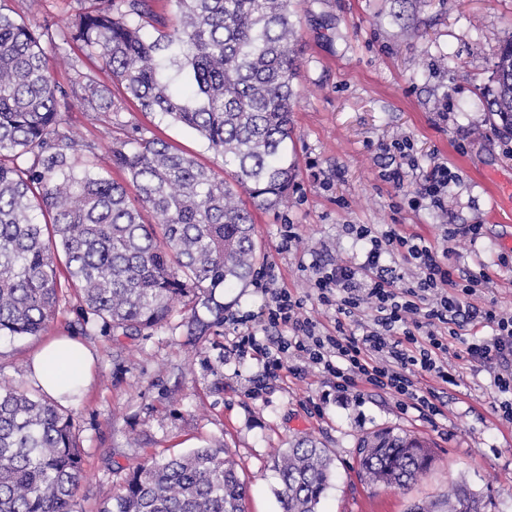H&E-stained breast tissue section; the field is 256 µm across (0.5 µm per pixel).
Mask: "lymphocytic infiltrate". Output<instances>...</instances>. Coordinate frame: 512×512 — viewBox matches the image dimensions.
<instances>
[{"instance_id": "1", "label": "lymphocytic infiltrate", "mask_w": 512, "mask_h": 512, "mask_svg": "<svg viewBox=\"0 0 512 512\" xmlns=\"http://www.w3.org/2000/svg\"><path fill=\"white\" fill-rule=\"evenodd\" d=\"M350 230L368 246L358 265L333 269L314 266V290L318 301L333 307L332 329L303 315V300L285 288L270 289V297L256 315L265 328H288L289 337L257 340L255 334L239 337L240 351L260 355L270 370L283 366L294 355L322 369L336 380V388L348 391L369 386L397 399L400 406H414L430 415L441 414L437 386L456 385L447 354L468 363L485 364L512 357V315L495 307L477 308L469 298L480 283L477 276H455L435 248L416 235L397 230L373 235L364 224ZM398 253L415 266L413 279L385 274L380 259L385 252ZM371 305L370 322L359 321L364 305ZM493 326V336L456 350L465 325ZM436 379V387L421 386L423 376Z\"/></svg>"}]
</instances>
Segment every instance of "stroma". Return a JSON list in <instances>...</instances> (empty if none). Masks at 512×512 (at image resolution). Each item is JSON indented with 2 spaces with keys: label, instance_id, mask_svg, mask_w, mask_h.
Returning <instances> with one entry per match:
<instances>
[{
  "label": "stroma",
  "instance_id": "stroma-1",
  "mask_svg": "<svg viewBox=\"0 0 512 512\" xmlns=\"http://www.w3.org/2000/svg\"><path fill=\"white\" fill-rule=\"evenodd\" d=\"M86 5L4 3L15 17L47 23L57 82L66 86L73 77L62 61L67 55L98 72L112 93L115 112L93 117L75 102L63 112V125L103 154L113 140L153 134L223 175V160L203 138L165 114L141 111L97 57L67 40L68 18ZM293 20L302 45L288 144L294 184L278 207L242 200L254 217L258 268L274 267L277 287L300 296L304 315L327 326L334 312L315 298L311 263L362 262L366 243L349 233V225H368L377 236L396 228L447 250L449 266L486 273L474 304L512 314V265L500 262L512 251L506 245L512 236V137L495 131L481 110L493 53L512 36V0H423L419 8L413 0H294ZM438 163L453 174L442 207L426 200L410 207L418 184ZM400 166L403 182L386 180V172ZM287 224L298 239L281 252ZM469 224L482 227L476 241L461 234L444 239L445 228ZM223 300V326L200 339L191 336L190 312L180 304L167 324L146 334L98 328L83 336L80 300L71 290L41 335H0V381L29 388L28 361L45 340L80 339L93 354L89 390L67 405L86 475L77 512H99L138 462L214 442L230 449L247 484L246 512H280L273 459L301 437L318 440L335 456L320 512H409L460 480L483 495L485 512H512V423L493 410L495 370L452 361L458 383L441 393L444 414L431 420L370 388L337 391L331 377L299 368L291 357L276 375H267L260 356L235 346L239 318L267 301L258 279L225 289ZM381 428L417 435L432 446L431 470L410 488L373 492L356 478L358 440Z\"/></svg>",
  "mask_w": 512,
  "mask_h": 512
}]
</instances>
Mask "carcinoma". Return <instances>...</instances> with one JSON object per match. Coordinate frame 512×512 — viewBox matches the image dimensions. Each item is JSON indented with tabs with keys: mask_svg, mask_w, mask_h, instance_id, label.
<instances>
[{
	"mask_svg": "<svg viewBox=\"0 0 512 512\" xmlns=\"http://www.w3.org/2000/svg\"><path fill=\"white\" fill-rule=\"evenodd\" d=\"M171 21L149 0H94L67 23L71 41L98 56L141 109L194 130L224 158L218 178L154 136L109 147L118 183L94 162L98 146L62 126L74 99L112 109L98 77L75 58L68 86L50 74L47 26L0 7V335L38 336L63 290L80 297L91 329L152 330L175 304L202 306L191 330L224 324L221 288L250 281L257 263L246 194L281 203L294 178L289 158L293 79L301 48L292 0H175ZM157 32L152 37L146 31ZM188 70L178 92L167 70ZM491 125L512 135V40L494 52L484 93ZM149 209L159 223L149 224ZM43 220H38V217ZM64 263L65 277L58 273ZM359 481L405 489L430 471L423 440L381 429L358 443ZM334 468L332 452L301 437L278 454L281 512H318ZM84 479L71 415L45 395L0 382V512H76ZM245 487L228 449L207 445L131 468L124 492L100 512H245ZM463 482L411 512H483Z\"/></svg>",
	"mask_w": 512,
	"mask_h": 512,
	"instance_id": "obj_1",
	"label": "carcinoma"
}]
</instances>
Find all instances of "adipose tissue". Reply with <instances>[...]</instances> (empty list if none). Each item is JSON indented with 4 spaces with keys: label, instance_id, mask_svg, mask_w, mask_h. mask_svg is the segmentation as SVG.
Masks as SVG:
<instances>
[{
    "label": "adipose tissue",
    "instance_id": "1",
    "mask_svg": "<svg viewBox=\"0 0 512 512\" xmlns=\"http://www.w3.org/2000/svg\"><path fill=\"white\" fill-rule=\"evenodd\" d=\"M91 365V354L83 343L71 338H56L37 352L31 367L39 387L60 400L72 388L83 389L89 385Z\"/></svg>",
    "mask_w": 512,
    "mask_h": 512
}]
</instances>
